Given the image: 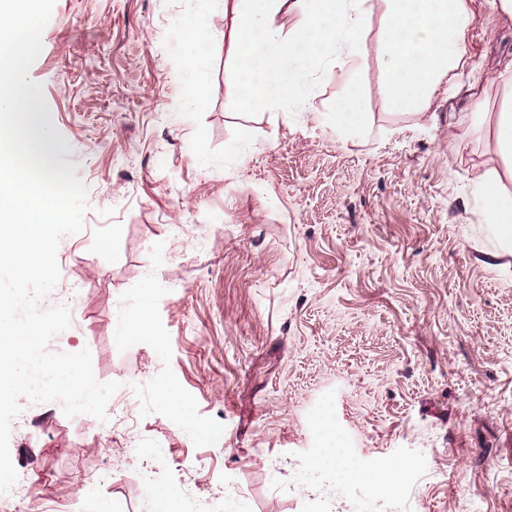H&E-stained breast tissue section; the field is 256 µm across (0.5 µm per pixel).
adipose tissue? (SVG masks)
I'll return each mask as SVG.
<instances>
[{"instance_id":"ef3b65f1","label":"adipose tissue","mask_w":512,"mask_h":512,"mask_svg":"<svg viewBox=\"0 0 512 512\" xmlns=\"http://www.w3.org/2000/svg\"><path fill=\"white\" fill-rule=\"evenodd\" d=\"M293 4L302 19L282 32L277 16ZM512 19V0H234L228 38L248 78L243 105L262 100L284 114L309 112L307 75L323 70L342 90L333 118L338 133L352 137L368 123L359 75L366 28L377 18L383 61L380 93L395 111L425 118L442 80L472 55L467 32L486 5ZM503 166L489 170L477 186L485 224L512 240V93L491 119Z\"/></svg>"}]
</instances>
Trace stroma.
I'll return each mask as SVG.
<instances>
[{"instance_id": "1", "label": "stroma", "mask_w": 512, "mask_h": 512, "mask_svg": "<svg viewBox=\"0 0 512 512\" xmlns=\"http://www.w3.org/2000/svg\"><path fill=\"white\" fill-rule=\"evenodd\" d=\"M199 15L214 42L189 89ZM230 24L217 0H56L29 75L88 192L41 303L71 316L48 349H89L136 427L26 404L35 424L9 441L33 483L21 512H512V255L476 195L500 158L483 131L448 141L449 115L498 111L512 23L477 17L463 94L439 88L432 123L390 113L370 23L369 123L348 139L323 117L326 73L316 115L243 107ZM145 295L147 336L119 343ZM326 441L357 477L311 469ZM390 462L398 487L371 498Z\"/></svg>"}]
</instances>
